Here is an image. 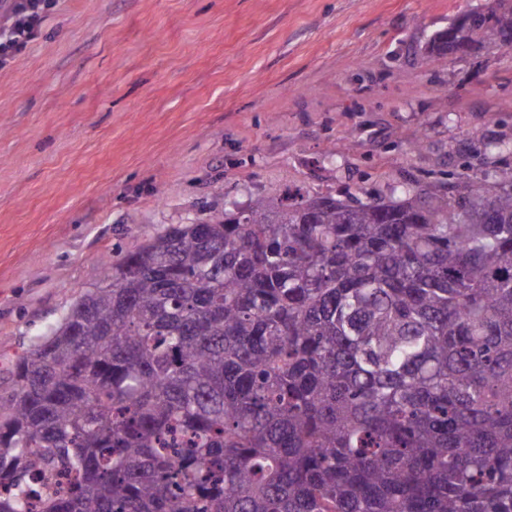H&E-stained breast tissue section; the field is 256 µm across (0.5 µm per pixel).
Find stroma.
<instances>
[{
    "instance_id": "obj_1",
    "label": "stroma",
    "mask_w": 512,
    "mask_h": 512,
    "mask_svg": "<svg viewBox=\"0 0 512 512\" xmlns=\"http://www.w3.org/2000/svg\"><path fill=\"white\" fill-rule=\"evenodd\" d=\"M486 0H60L0 70V398L103 256L257 195L392 197L512 154V48L444 65ZM455 23H452L448 29L437 34L431 44L425 49L421 57L422 63L440 62L445 63L448 60V36L454 30Z\"/></svg>"
}]
</instances>
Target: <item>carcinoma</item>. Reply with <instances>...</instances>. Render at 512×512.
<instances>
[{
    "label": "carcinoma",
    "instance_id": "carcinoma-1",
    "mask_svg": "<svg viewBox=\"0 0 512 512\" xmlns=\"http://www.w3.org/2000/svg\"><path fill=\"white\" fill-rule=\"evenodd\" d=\"M459 32L503 41L512 3ZM13 377L0 512L54 471L43 512H512V169L172 225Z\"/></svg>",
    "mask_w": 512,
    "mask_h": 512
}]
</instances>
